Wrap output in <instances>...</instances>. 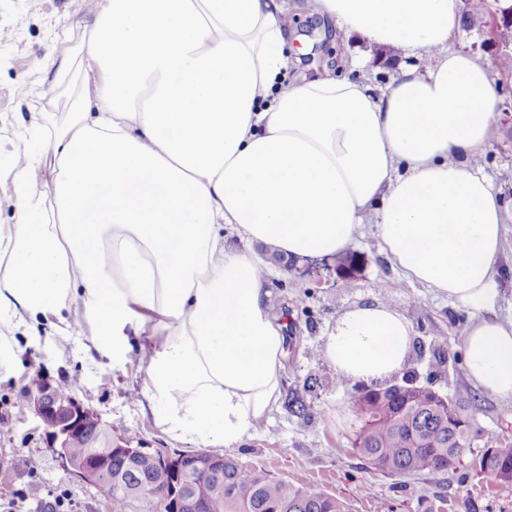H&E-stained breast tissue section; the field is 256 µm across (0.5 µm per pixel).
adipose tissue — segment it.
Listing matches in <instances>:
<instances>
[{
	"instance_id": "ef3b65f1",
	"label": "adipose tissue",
	"mask_w": 512,
	"mask_h": 512,
	"mask_svg": "<svg viewBox=\"0 0 512 512\" xmlns=\"http://www.w3.org/2000/svg\"><path fill=\"white\" fill-rule=\"evenodd\" d=\"M347 38L399 59L281 82L288 0H102L85 84L47 141L19 133L16 221L0 227V359L27 319L82 307L91 343L138 353L176 437L227 448L273 411L283 328L253 253L336 257L374 226L412 281L476 312L466 375L512 400V317H495L507 209L480 162L496 121L491 63L450 47L462 0H308ZM50 161L47 193L31 171ZM410 320L378 301L341 314L323 354L370 387L407 367ZM372 62L360 73L374 86L385 89L396 75L399 60H393L387 53L380 50L372 51Z\"/></svg>"
}]
</instances>
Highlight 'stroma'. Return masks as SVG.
<instances>
[{
  "mask_svg": "<svg viewBox=\"0 0 512 512\" xmlns=\"http://www.w3.org/2000/svg\"><path fill=\"white\" fill-rule=\"evenodd\" d=\"M100 7L101 0H0V225L15 221L14 133L25 121L65 122L70 101L51 87L52 62L61 50H68L73 58L71 83L80 84L82 48ZM501 10V0H486L482 20L462 19L452 46L481 59L512 56V43L502 44L492 34ZM289 28V81L337 69L340 56L356 47L333 21L307 10L291 12ZM495 81L500 85L497 122L482 163L512 209V74L497 73ZM352 251L362 258L360 270L344 279L331 277L319 287L299 273L273 268L268 278L272 312L283 323L286 338L282 393L302 390L304 379L316 376L318 384L307 396L311 416L297 417L279 404L240 444L228 449V456L294 486L315 487L344 499L348 512H512V484H499L479 469L486 449L512 442V401L486 399L466 380L461 336L471 312L407 281L381 252L373 229H365ZM372 299L410 317L423 347L412 356L411 375L459 403L480 433L453 472L406 481L372 470L350 449L353 387L337 383L322 347L337 316ZM12 346L13 358L0 362V504L14 503V512H35L36 507L32 499L16 501L17 490L37 492L60 484L74 495L73 512H108L100 487L66 474L61 457L45 440L39 418L28 407L23 392L40 376L67 387L104 422L119 427L123 437L151 449L201 450V443L174 437L157 425L142 396L145 375L136 358L113 363L86 334L70 333L67 324L53 316L16 333ZM439 354L444 363L436 362ZM32 457L39 462L34 472L28 465Z\"/></svg>",
  "mask_w": 512,
  "mask_h": 512,
  "instance_id": "1",
  "label": "stroma"
}]
</instances>
